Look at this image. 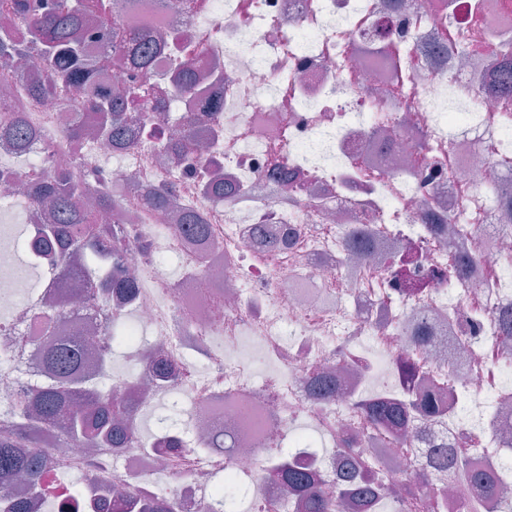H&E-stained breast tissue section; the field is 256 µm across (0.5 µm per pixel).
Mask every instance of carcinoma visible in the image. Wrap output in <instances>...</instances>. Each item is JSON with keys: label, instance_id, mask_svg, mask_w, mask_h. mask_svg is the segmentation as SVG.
Listing matches in <instances>:
<instances>
[{"label": "carcinoma", "instance_id": "obj_1", "mask_svg": "<svg viewBox=\"0 0 512 512\" xmlns=\"http://www.w3.org/2000/svg\"><path fill=\"white\" fill-rule=\"evenodd\" d=\"M117 4L106 0H86L80 8L69 6V0H14L12 9L21 21V35L0 37V59L15 63L36 53L45 64L42 80L33 86L36 96L56 90L61 83L90 88L83 111L76 123L67 127L60 147L84 134L94 135L112 144L126 146L133 141L130 118L125 112L127 101L144 96V84L137 73L151 66L153 50L161 45L158 35L147 33L132 41L125 51L133 73L117 94L96 87L99 71L105 66L102 58L88 52V33L92 29L90 16H100ZM0 126L18 144L28 138V132L16 121L0 116ZM81 173H49L32 198V206L46 215L47 223L26 227L32 254L27 265L34 269L57 272L56 288L62 298L85 296L77 287L73 275L83 266L90 252L119 253L127 249L128 241L121 226L103 228L96 210L82 205ZM181 230L203 237L207 225L198 216L185 218ZM87 349L80 338L63 336L43 351L42 368L48 382L25 396L10 412L12 419L0 421V512H28L33 499L42 496L46 486L41 477L38 456L26 454L25 448H41L51 427L61 429L75 444L91 451L89 464L98 466L103 457L100 450L112 449L120 443L138 438L137 427L125 422L127 408L124 392L117 388L106 400L86 388L84 361ZM360 412L373 430H399L405 426L412 411L431 412L434 403L429 394L419 388L395 401L358 402ZM448 471V479L469 478L478 482L486 496L493 498L505 493L497 479L487 473H475L469 462L454 448H433L420 475L408 482L396 499L399 512H414L416 504L431 497V468ZM275 479L295 495L304 512H359L374 507L377 485L350 480L340 487V496H325L311 481L306 470L298 467L293 454H283L275 470ZM21 484L24 493H6V488ZM115 512H172L168 503L151 498H115Z\"/></svg>", "mask_w": 512, "mask_h": 512}]
</instances>
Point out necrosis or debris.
<instances>
[{"label": "necrosis or debris", "instance_id": "1", "mask_svg": "<svg viewBox=\"0 0 512 512\" xmlns=\"http://www.w3.org/2000/svg\"><path fill=\"white\" fill-rule=\"evenodd\" d=\"M169 2L160 13L154 0H136L118 17L167 35L144 80L150 95L128 109L136 146L83 138L55 150L70 89L30 99L0 65V110L36 132L21 153L0 138V176H9L0 180V311L15 316L14 335L0 336V413L43 383L49 332L91 329L85 369L95 371L109 350L99 332L108 316L134 336L130 356L146 384L127 421L141 424L173 393L188 406L186 424L141 433L92 472L84 449L50 438L42 459L51 493L30 512H57L76 482L92 503L79 512H109L116 493L158 494L175 512H224L220 477L246 489L238 512H302L272 480L288 442L330 494L347 448L364 480L379 472L399 485L428 448L448 446L512 487V468L500 466L512 447V381L501 373L512 338L499 319L512 309V100L498 95L491 54L512 38V0ZM187 62L198 72L189 93L173 81ZM195 119L194 137L171 158L166 141ZM33 157L89 172L84 200L103 183L116 192L104 219L123 225L134 247L98 256L84 287L130 277V296L63 304L48 324L30 313L9 227L33 221L16 193L42 176ZM218 174L238 189L221 202L210 196ZM158 191L167 205L150 203ZM192 212L204 216L205 238L177 231ZM355 229L375 252L346 249ZM408 249L418 264L377 259ZM456 255L468 267L452 279ZM415 281L419 294L405 295ZM423 318L433 340L419 347L411 331ZM159 357L174 381L154 377ZM405 363L435 391L440 415L411 414L397 446L367 431L354 405L402 398ZM329 373L338 393L318 398ZM463 403L476 421L457 416Z\"/></svg>", "mask_w": 512, "mask_h": 512}]
</instances>
